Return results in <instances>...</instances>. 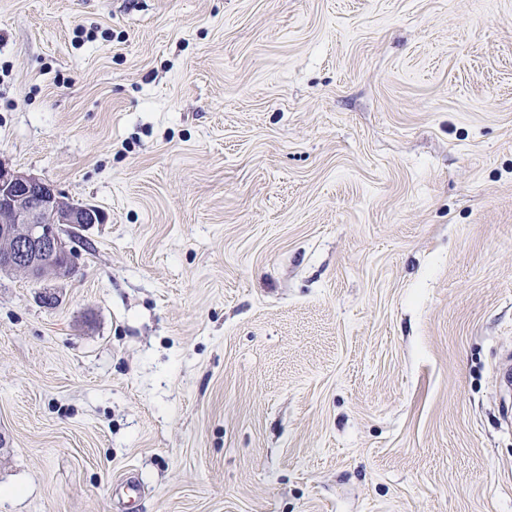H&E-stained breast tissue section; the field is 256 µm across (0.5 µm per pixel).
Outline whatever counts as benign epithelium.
I'll return each instance as SVG.
<instances>
[{
    "instance_id": "1",
    "label": "benign epithelium",
    "mask_w": 512,
    "mask_h": 512,
    "mask_svg": "<svg viewBox=\"0 0 512 512\" xmlns=\"http://www.w3.org/2000/svg\"><path fill=\"white\" fill-rule=\"evenodd\" d=\"M99 222L94 207L65 202L50 183L0 165L1 272H20L35 282L69 275L75 255L65 226Z\"/></svg>"
}]
</instances>
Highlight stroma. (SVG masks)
I'll return each instance as SVG.
<instances>
[{
  "label": "stroma",
  "mask_w": 512,
  "mask_h": 512,
  "mask_svg": "<svg viewBox=\"0 0 512 512\" xmlns=\"http://www.w3.org/2000/svg\"><path fill=\"white\" fill-rule=\"evenodd\" d=\"M0 163V512H512V0H0ZM100 220L94 207L65 202L50 183L0 164L1 272H20L35 282L68 276L75 255L65 225Z\"/></svg>",
  "instance_id": "1"
}]
</instances>
